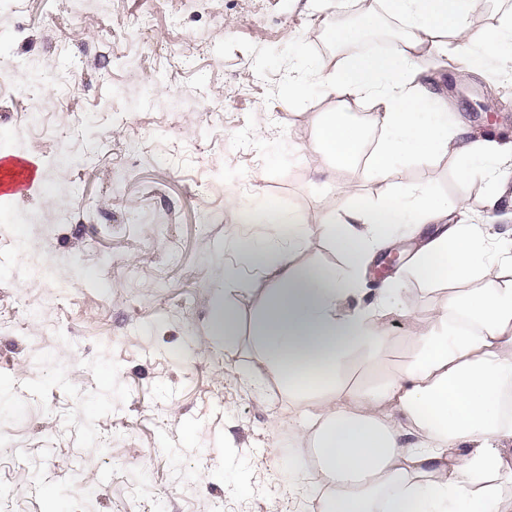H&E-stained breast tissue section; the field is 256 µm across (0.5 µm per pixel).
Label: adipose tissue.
<instances>
[{
  "label": "adipose tissue",
  "mask_w": 512,
  "mask_h": 512,
  "mask_svg": "<svg viewBox=\"0 0 512 512\" xmlns=\"http://www.w3.org/2000/svg\"><path fill=\"white\" fill-rule=\"evenodd\" d=\"M407 30L391 54L355 53L314 58L307 74L350 111L362 101L376 109L382 137L368 171L385 179L396 155L426 161L440 154L462 163L463 175L488 179L483 216L448 204L419 183L370 207H348L336 223H293L273 214L288 241L315 233L343 257L341 270L301 267L294 251L269 259L251 251L254 265L277 284L260 324V380L283 386L311 408L299 434L306 464L294 480L315 472L322 481L317 512H512L500 490L512 480V421L502 394L512 391V251H500L494 225L512 223V142L464 124L420 121L428 92L417 62L434 35L466 33L481 0H383ZM311 150L330 167L357 169L367 134L335 113L312 124ZM413 225L422 243L413 256L421 279L467 284L449 293L413 361L381 386L341 398L334 384L353 351L385 340L378 318L394 309L390 289L369 305L354 277L390 242L399 226ZM436 232H429V225ZM495 268L486 276V268Z\"/></svg>",
  "instance_id": "obj_1"
}]
</instances>
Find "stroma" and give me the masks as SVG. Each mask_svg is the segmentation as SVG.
<instances>
[{"label":"stroma","mask_w":512,"mask_h":512,"mask_svg":"<svg viewBox=\"0 0 512 512\" xmlns=\"http://www.w3.org/2000/svg\"><path fill=\"white\" fill-rule=\"evenodd\" d=\"M359 14L354 0L0 7V155L38 168L28 197L0 196V512H313L292 487L307 409L249 376L275 283L248 251L343 259L316 235L288 244L263 211L331 223L409 183L478 211L489 189L449 156L398 158L385 181L317 172L310 125L340 103L315 79L285 89L307 59L348 55L327 32ZM459 45L435 38V91L474 130L512 135V47L463 74ZM419 246L397 237L362 273L367 296L393 280L412 309L345 360L338 392L400 373L446 301L451 282L413 273Z\"/></svg>","instance_id":"obj_1"}]
</instances>
